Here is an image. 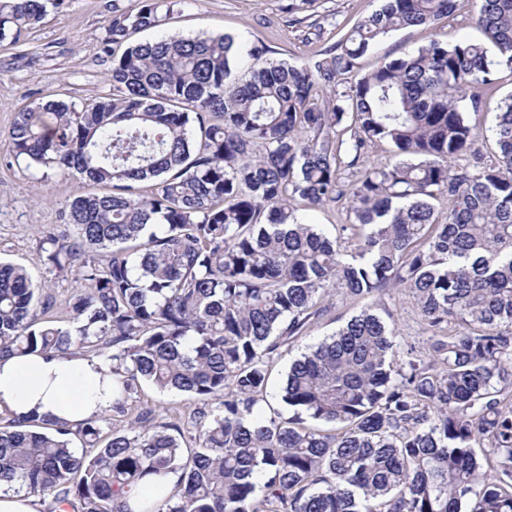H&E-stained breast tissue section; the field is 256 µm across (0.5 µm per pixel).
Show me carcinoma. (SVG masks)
<instances>
[{
    "label": "carcinoma",
    "mask_w": 512,
    "mask_h": 512,
    "mask_svg": "<svg viewBox=\"0 0 512 512\" xmlns=\"http://www.w3.org/2000/svg\"><path fill=\"white\" fill-rule=\"evenodd\" d=\"M63 2L0 0V41L23 42ZM183 2L112 5V93L16 112L14 159L99 190L65 203L74 234L39 230L45 262L76 269L65 310L0 262V356L103 357L117 414L144 383L195 408L185 427L151 408L106 433L108 418L87 421L77 434L93 455L70 429L13 417L0 426V484L51 495L58 512H131L124 493L168 473L155 512H512V94L494 157L461 163L483 136L484 88L512 69V0H478L482 39L432 34L355 82L380 37L432 31L463 0H383L303 64L226 34L128 42ZM383 144L399 162L369 160ZM344 167L359 178L343 180ZM298 199L344 200L353 221L332 238L303 222ZM393 288L414 302L418 343L366 305L290 365L278 397L292 415L259 408L272 365L335 296Z\"/></svg>",
    "instance_id": "obj_1"
}]
</instances>
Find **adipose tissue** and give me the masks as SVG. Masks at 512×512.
<instances>
[{
  "mask_svg": "<svg viewBox=\"0 0 512 512\" xmlns=\"http://www.w3.org/2000/svg\"><path fill=\"white\" fill-rule=\"evenodd\" d=\"M113 380L110 361L99 356L13 355L0 359V407L72 428L111 410Z\"/></svg>",
  "mask_w": 512,
  "mask_h": 512,
  "instance_id": "ef3b65f1",
  "label": "adipose tissue"
}]
</instances>
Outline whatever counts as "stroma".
I'll return each mask as SVG.
<instances>
[{
    "label": "stroma",
    "instance_id": "stroma-1",
    "mask_svg": "<svg viewBox=\"0 0 512 512\" xmlns=\"http://www.w3.org/2000/svg\"><path fill=\"white\" fill-rule=\"evenodd\" d=\"M295 5L297 25H288L286 6ZM134 12L140 0H64L48 7L41 23L25 41L12 45L0 42V259L26 267L32 278L48 289L58 303L74 293L75 275L60 273L45 265L39 248V229L44 224H62L65 201L90 191L89 182L79 175L45 173L29 167L11 155L9 132L21 108L48 99L82 106L111 93L102 60L101 40L112 17L113 6ZM379 0H185L181 7L163 18L160 26L132 33L141 42L168 34L206 36L228 34L245 44L264 43L274 61L304 63L336 44L357 22L370 15ZM429 33L419 27L389 32L362 56L353 78H360L385 60L424 44ZM512 94V69L500 68L494 84L484 95L479 117L485 140L479 148L484 155L496 149L491 128L498 107ZM355 303L338 304L336 316L315 325L300 344L276 362L270 378L271 392L262 403L263 411L281 409L276 392L290 363L306 346L328 337L339 319L358 311ZM378 312H390L400 338L413 341L419 333L413 301L400 288L391 290L377 303ZM150 407L167 421L187 418L191 409L183 395L161 392L145 386L127 403L124 415L113 416L122 427Z\"/></svg>",
    "mask_w": 512,
    "mask_h": 512
}]
</instances>
